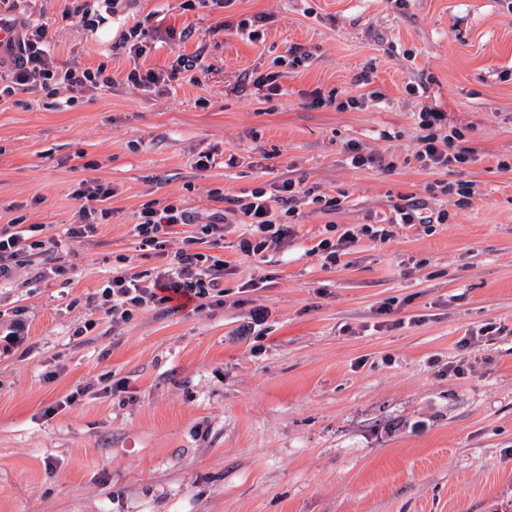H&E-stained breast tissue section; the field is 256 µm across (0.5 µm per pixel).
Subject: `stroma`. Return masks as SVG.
Masks as SVG:
<instances>
[{
    "mask_svg": "<svg viewBox=\"0 0 512 512\" xmlns=\"http://www.w3.org/2000/svg\"><path fill=\"white\" fill-rule=\"evenodd\" d=\"M180 2L122 0L92 30L65 0L0 10L46 26L58 68L111 78L72 104L63 91L0 101V226H40L64 268L26 263L0 282V512H512V171L496 167L512 159V0ZM254 15L257 41L232 28ZM138 21L150 51L135 59L117 43ZM292 47L304 67L279 65ZM179 55L201 57L198 82L127 83ZM365 70L381 106L304 107L316 89L362 94ZM274 71L283 93L267 100L250 76ZM421 77L478 150L466 203L431 196L437 175L413 157L406 87ZM350 140L391 168L352 166ZM208 151L216 166L197 170ZM282 176L342 204L301 206L261 264L240 254L242 227L203 238L198 251L232 265L218 300L113 322L97 291L120 257L134 273L163 264L131 233L144 204L205 217L221 208L211 190ZM83 179L111 185L113 213L73 243ZM402 195L447 223L360 238L330 268L314 253L326 225L388 218Z\"/></svg>",
    "mask_w": 512,
    "mask_h": 512,
    "instance_id": "stroma-1",
    "label": "stroma"
}]
</instances>
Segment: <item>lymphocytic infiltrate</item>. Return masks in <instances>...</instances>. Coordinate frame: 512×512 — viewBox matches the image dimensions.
Listing matches in <instances>:
<instances>
[{
	"instance_id": "1",
	"label": "lymphocytic infiltrate",
	"mask_w": 512,
	"mask_h": 512,
	"mask_svg": "<svg viewBox=\"0 0 512 512\" xmlns=\"http://www.w3.org/2000/svg\"><path fill=\"white\" fill-rule=\"evenodd\" d=\"M102 76L99 70H60L52 59L46 27L28 24L24 27L17 51L0 57V99L38 88L53 94L62 89L77 93L98 85ZM358 81L367 86V93L353 96L335 89L327 92L316 90L306 99L305 104L312 108L347 110L364 109L382 103L384 95L371 88L369 73H362ZM417 120L422 135L417 143L415 158L422 168L441 175L440 180L430 185V192L435 195L454 194L465 199L472 198L475 194L473 182H448L444 175L451 170L462 171L464 166L475 162V149L462 145L461 132L444 133L443 127L448 120L446 113L425 104L420 108ZM113 194L111 186L99 181H79L71 193L78 206L77 219L67 230L68 237L76 241L92 236L99 225L108 223L112 217L109 201ZM211 196L216 201L225 202L226 207L222 215L213 216L206 222L179 203L163 205L154 201L144 204L132 231L141 245L156 250L159 256L166 258L167 263L148 282L143 281L140 274L128 272L126 266L113 268L111 276L100 289V295L110 303L114 320L125 321L131 318L134 311L177 299L202 305L220 296L224 276L229 269L228 262L223 255L195 251L196 239L192 236L185 239L183 247L168 252L167 245L174 225H197L200 234L217 241L223 239L226 227L245 225L246 231L239 240V251L244 256L257 257L273 244L293 235L301 200H308L327 212L338 209L341 204L340 198L324 195L317 188L290 178L265 183L243 197L228 199L218 189L212 190ZM447 221V211L430 212L425 203L406 198L395 204L390 225L365 224L357 235L348 231L337 236L330 235L321 239L315 250L322 255L326 265L331 267L357 243L359 237L364 236L374 241L386 240L391 237L390 227L394 224H419L430 233L436 225ZM58 246L59 242L55 238L35 237L32 228L19 223L0 227V281L12 279L19 258L40 255L49 260Z\"/></svg>"
}]
</instances>
